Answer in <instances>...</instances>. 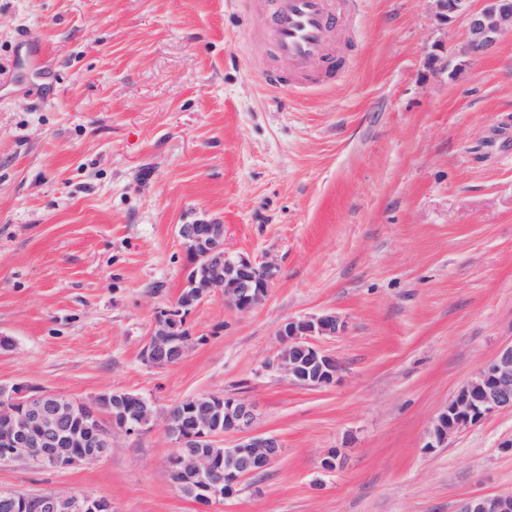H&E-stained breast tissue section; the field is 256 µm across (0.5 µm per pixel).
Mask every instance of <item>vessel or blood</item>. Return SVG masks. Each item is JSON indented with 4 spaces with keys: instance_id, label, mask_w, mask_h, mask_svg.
Listing matches in <instances>:
<instances>
[{
    "instance_id": "b4317fda",
    "label": "vessel or blood",
    "mask_w": 512,
    "mask_h": 512,
    "mask_svg": "<svg viewBox=\"0 0 512 512\" xmlns=\"http://www.w3.org/2000/svg\"><path fill=\"white\" fill-rule=\"evenodd\" d=\"M262 4L268 18L267 37L278 59L287 61L298 76L291 81L294 89L318 86L332 81L344 70L342 57L330 49L334 33L351 25L358 12L359 0H244L245 7ZM321 59L317 77L303 76L304 65ZM15 69L21 74H42V56L33 46L20 53Z\"/></svg>"
}]
</instances>
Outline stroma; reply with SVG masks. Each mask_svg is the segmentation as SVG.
Here are the masks:
<instances>
[{
  "mask_svg": "<svg viewBox=\"0 0 512 512\" xmlns=\"http://www.w3.org/2000/svg\"><path fill=\"white\" fill-rule=\"evenodd\" d=\"M265 12L237 0H0V83L21 35L53 84L0 90V384L156 410L243 397L280 460L207 505L168 476L155 426L65 470L0 467V488L102 497L114 512H455L512 492V413L428 448L449 396L512 341V33L464 54L431 0H362L335 84L273 88ZM276 266L248 311L213 292L194 341L141 351L187 258L177 225ZM333 312L318 338L339 383L269 369L280 324ZM341 451L342 467L322 460Z\"/></svg>",
  "mask_w": 512,
  "mask_h": 512,
  "instance_id": "stroma-1",
  "label": "stroma"
}]
</instances>
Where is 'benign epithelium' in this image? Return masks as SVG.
<instances>
[{"label":"benign epithelium","mask_w":512,"mask_h":512,"mask_svg":"<svg viewBox=\"0 0 512 512\" xmlns=\"http://www.w3.org/2000/svg\"><path fill=\"white\" fill-rule=\"evenodd\" d=\"M432 2L443 23L466 16V51L471 54L490 52L505 32H512V0H479L476 8L470 7V0ZM177 235L188 264L175 306L193 307L215 290L224 294L225 303L240 311L262 303L276 268L259 264L248 255L225 252L224 225L213 220L179 224ZM183 328L170 310H160L144 345L146 362L152 366L167 359L172 365L179 362L187 346L173 347L171 342ZM343 330V320L334 313L289 319L278 329L279 354L268 366L302 388L331 386L342 370L341 363L317 347L312 337L337 336ZM109 404L112 412L102 414L100 409ZM218 411L212 404H194L188 408L191 425L183 428L176 424L174 409L157 414L141 398L127 411L122 405L109 403L107 395L83 402L36 391L26 384H0V467L22 464L63 470L95 462L112 451L115 435L129 436L159 425L180 448L169 462L170 476L184 477L186 483H177L179 490L208 504L232 496L242 478L267 469L283 454L278 436L253 430L256 414L251 402L224 399L227 418L222 425L217 420ZM499 411L512 412V343L502 346L452 394L433 422L427 447L445 448L450 437ZM225 437L232 438V446L224 449V461L199 451L203 444ZM0 501L13 512H112V502L105 498L63 494L53 488L31 495L1 489ZM457 512H512V493L465 498Z\"/></svg>","instance_id":"7a95c632"}]
</instances>
